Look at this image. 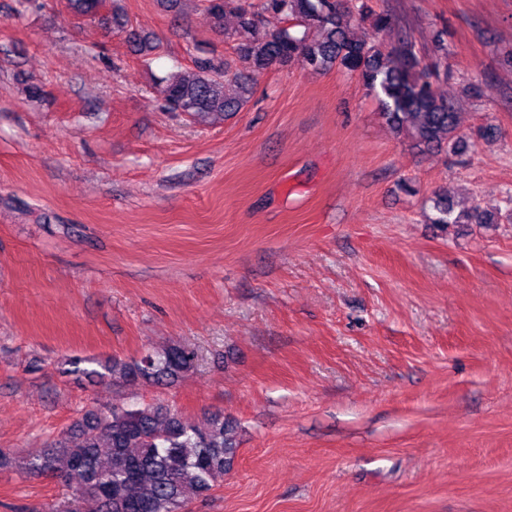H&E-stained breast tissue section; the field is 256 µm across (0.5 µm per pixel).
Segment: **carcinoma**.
Here are the masks:
<instances>
[{
    "label": "carcinoma",
    "mask_w": 512,
    "mask_h": 512,
    "mask_svg": "<svg viewBox=\"0 0 512 512\" xmlns=\"http://www.w3.org/2000/svg\"><path fill=\"white\" fill-rule=\"evenodd\" d=\"M77 14H96L109 8L112 25L125 19L112 8L114 0H68ZM212 24L224 27L232 13L242 30L268 27L260 39L238 42L234 52L241 68L194 58V71L169 74L163 97L172 112H187L199 124L215 113L237 112L243 97L225 94L224 77L249 91L256 77L272 68L294 65L312 70L339 67L359 76L379 102L380 115L399 137L420 152L448 149L455 155L468 150L459 134L460 111L436 91L448 78V50L440 44L427 55L406 30L395 31L387 10L375 11L368 0H202ZM368 21L389 44L355 39L354 26ZM505 212L491 213L472 206L459 213L446 197L433 200L431 223L446 229L455 224H498L512 218V194ZM197 355L181 345L149 351L132 361H112L103 371L70 362L71 370L90 378L106 376L127 383H172L195 370ZM76 440L52 442L40 454L14 460L0 452V470L14 468L24 475L52 476L67 488L64 500L43 512H84L92 500L96 512H184L192 501L210 495L235 464L238 425L220 413L198 424L183 421L163 407H112L106 414L87 412L75 425Z\"/></svg>",
    "instance_id": "carcinoma-1"
}]
</instances>
